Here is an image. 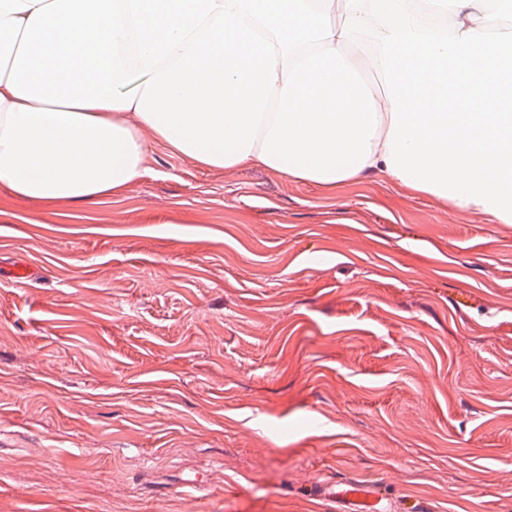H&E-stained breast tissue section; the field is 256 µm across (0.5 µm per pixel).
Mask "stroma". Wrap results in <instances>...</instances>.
<instances>
[{
	"label": "stroma",
	"instance_id": "stroma-1",
	"mask_svg": "<svg viewBox=\"0 0 512 512\" xmlns=\"http://www.w3.org/2000/svg\"><path fill=\"white\" fill-rule=\"evenodd\" d=\"M0 512H512V224L149 140L119 195L0 189ZM303 489L309 495L336 503L339 512H389L390 508L386 495L375 485L318 482L304 485Z\"/></svg>",
	"mask_w": 512,
	"mask_h": 512
}]
</instances>
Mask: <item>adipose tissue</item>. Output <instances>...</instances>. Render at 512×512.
<instances>
[{"mask_svg": "<svg viewBox=\"0 0 512 512\" xmlns=\"http://www.w3.org/2000/svg\"><path fill=\"white\" fill-rule=\"evenodd\" d=\"M497 6L0 0V187L115 194L153 138L321 188L377 174L512 224V28L481 23Z\"/></svg>", "mask_w": 512, "mask_h": 512, "instance_id": "ef3b65f1", "label": "adipose tissue"}]
</instances>
